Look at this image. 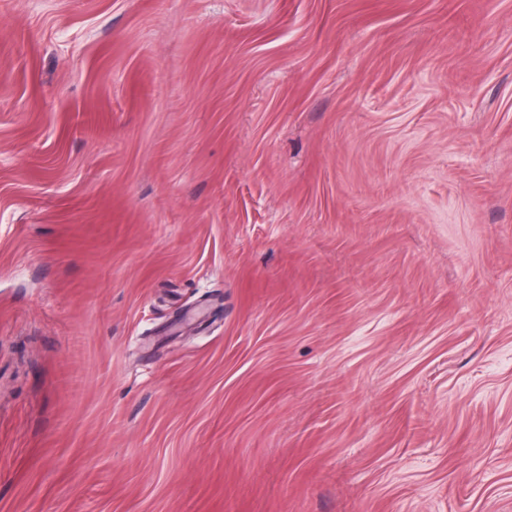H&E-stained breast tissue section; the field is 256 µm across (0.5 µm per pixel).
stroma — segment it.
<instances>
[{
	"instance_id": "stroma-1",
	"label": "stroma",
	"mask_w": 512,
	"mask_h": 512,
	"mask_svg": "<svg viewBox=\"0 0 512 512\" xmlns=\"http://www.w3.org/2000/svg\"><path fill=\"white\" fill-rule=\"evenodd\" d=\"M0 512H512V0H0Z\"/></svg>"
}]
</instances>
